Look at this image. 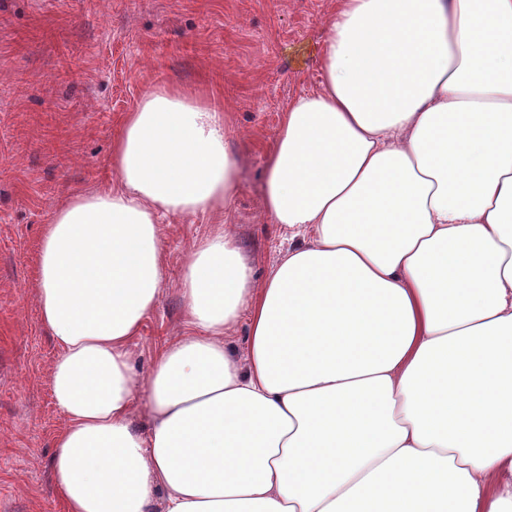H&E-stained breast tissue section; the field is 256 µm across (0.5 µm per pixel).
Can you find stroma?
Returning a JSON list of instances; mask_svg holds the SVG:
<instances>
[{
    "instance_id": "35a3bbf8",
    "label": "stroma",
    "mask_w": 512,
    "mask_h": 512,
    "mask_svg": "<svg viewBox=\"0 0 512 512\" xmlns=\"http://www.w3.org/2000/svg\"><path fill=\"white\" fill-rule=\"evenodd\" d=\"M341 0H0V512H63L50 474L64 424L50 392L57 349L40 320L43 227L72 194L115 177L112 142L155 84L219 89L240 185L224 226L264 278L290 247L270 223L263 178L288 104L317 90ZM210 229L161 225L159 302L129 344L148 372L184 335V259Z\"/></svg>"
}]
</instances>
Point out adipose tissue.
Wrapping results in <instances>:
<instances>
[{
	"label": "adipose tissue",
	"mask_w": 512,
	"mask_h": 512,
	"mask_svg": "<svg viewBox=\"0 0 512 512\" xmlns=\"http://www.w3.org/2000/svg\"><path fill=\"white\" fill-rule=\"evenodd\" d=\"M229 133L218 93L149 88L115 179L44 227L64 512H512V0H344L267 162V216L304 243L262 280L224 227ZM172 215L214 229L141 375ZM249 324L247 318H241L232 329L224 335L226 349L239 358H243L247 352L249 341Z\"/></svg>",
	"instance_id": "adipose-tissue-1"
}]
</instances>
